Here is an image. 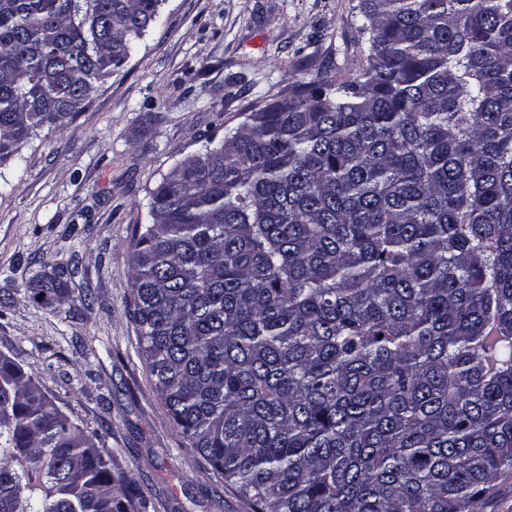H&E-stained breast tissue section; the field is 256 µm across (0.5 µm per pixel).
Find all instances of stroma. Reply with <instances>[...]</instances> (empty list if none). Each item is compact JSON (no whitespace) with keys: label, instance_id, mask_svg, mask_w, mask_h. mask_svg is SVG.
Returning a JSON list of instances; mask_svg holds the SVG:
<instances>
[{"label":"stroma","instance_id":"obj_1","mask_svg":"<svg viewBox=\"0 0 512 512\" xmlns=\"http://www.w3.org/2000/svg\"><path fill=\"white\" fill-rule=\"evenodd\" d=\"M357 0H163L164 28L138 40L65 130L42 128L0 162V353L105 448L156 512H251L203 472L140 356L127 312L131 246L151 193L206 140L307 79L355 67ZM78 257L67 301L33 305L25 283Z\"/></svg>","mask_w":512,"mask_h":512}]
</instances>
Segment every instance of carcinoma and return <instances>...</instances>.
Returning <instances> with one entry per match:
<instances>
[{"label": "carcinoma", "instance_id": "obj_1", "mask_svg": "<svg viewBox=\"0 0 512 512\" xmlns=\"http://www.w3.org/2000/svg\"><path fill=\"white\" fill-rule=\"evenodd\" d=\"M161 2L0 0V161L66 128ZM358 8V70L296 80L162 179L128 314L251 512H485L512 475V0ZM104 444L0 354V512H148Z\"/></svg>", "mask_w": 512, "mask_h": 512}]
</instances>
